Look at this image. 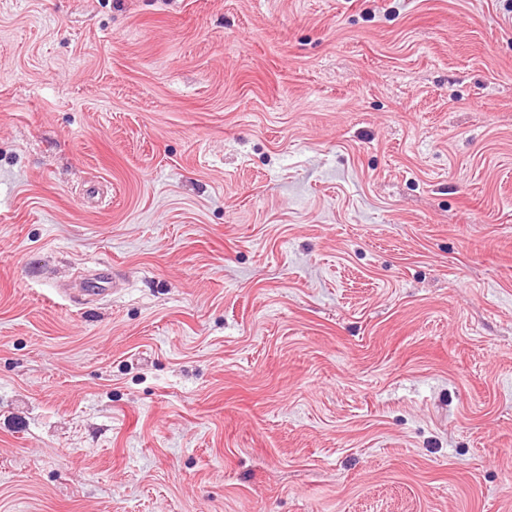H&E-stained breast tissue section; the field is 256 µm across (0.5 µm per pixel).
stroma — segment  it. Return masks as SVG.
Instances as JSON below:
<instances>
[{
  "mask_svg": "<svg viewBox=\"0 0 512 512\" xmlns=\"http://www.w3.org/2000/svg\"><path fill=\"white\" fill-rule=\"evenodd\" d=\"M0 512H512V0H0Z\"/></svg>",
  "mask_w": 512,
  "mask_h": 512,
  "instance_id": "stroma-1",
  "label": "stroma"
}]
</instances>
